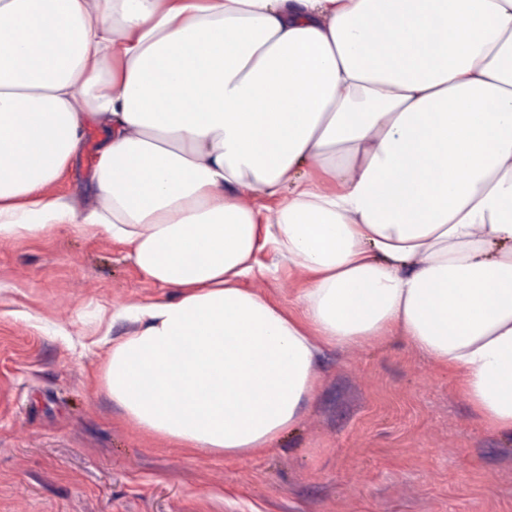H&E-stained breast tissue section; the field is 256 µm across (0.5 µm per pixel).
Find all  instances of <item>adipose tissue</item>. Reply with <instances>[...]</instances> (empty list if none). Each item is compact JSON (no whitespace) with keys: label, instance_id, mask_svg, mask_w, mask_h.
I'll return each mask as SVG.
<instances>
[{"label":"adipose tissue","instance_id":"1","mask_svg":"<svg viewBox=\"0 0 512 512\" xmlns=\"http://www.w3.org/2000/svg\"><path fill=\"white\" fill-rule=\"evenodd\" d=\"M55 226L176 288L99 377L174 447L269 448L324 347L396 335L512 434V0H0V236ZM263 252L300 315L242 287ZM104 139L103 130L94 124L87 127L81 155L69 173L50 189L51 195H71L85 203L90 201L89 187L97 149Z\"/></svg>","mask_w":512,"mask_h":512}]
</instances>
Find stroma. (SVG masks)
I'll return each mask as SVG.
<instances>
[{
    "label": "stroma",
    "instance_id": "stroma-1",
    "mask_svg": "<svg viewBox=\"0 0 512 512\" xmlns=\"http://www.w3.org/2000/svg\"><path fill=\"white\" fill-rule=\"evenodd\" d=\"M103 130L51 189L89 201ZM244 285L289 312L294 268ZM101 232L0 237V512H512V437L406 340L326 349L296 428L227 460L125 422L98 378L122 307L171 296Z\"/></svg>",
    "mask_w": 512,
    "mask_h": 512
}]
</instances>
